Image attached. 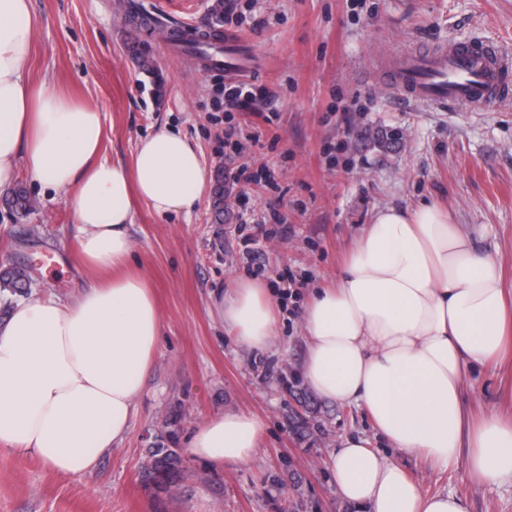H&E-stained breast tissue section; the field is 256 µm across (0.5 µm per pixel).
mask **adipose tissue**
<instances>
[{
	"label": "adipose tissue",
	"mask_w": 512,
	"mask_h": 512,
	"mask_svg": "<svg viewBox=\"0 0 512 512\" xmlns=\"http://www.w3.org/2000/svg\"><path fill=\"white\" fill-rule=\"evenodd\" d=\"M39 24L32 0H0V189L23 166L64 194L92 275L74 297L25 298L0 320V447L85 476L127 433L163 331L151 290L127 270L131 199L162 217L191 214L208 172L167 127L138 142L131 167L105 158L102 112L31 77ZM511 300L497 259L446 208H380L335 284L304 305L303 380L327 402L361 407L394 451L434 470L463 455L479 483H512V417L475 419L464 403L468 372L512 348ZM218 309L240 347L272 346L265 288L241 282ZM264 430L254 414L218 413L194 428L190 452L218 467L248 464ZM331 468L354 512H468L461 498L425 492L360 434L340 438Z\"/></svg>",
	"instance_id": "adipose-tissue-1"
}]
</instances>
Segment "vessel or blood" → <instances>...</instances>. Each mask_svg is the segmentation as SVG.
Listing matches in <instances>:
<instances>
[{
  "label": "vessel or blood",
  "instance_id": "1",
  "mask_svg": "<svg viewBox=\"0 0 512 512\" xmlns=\"http://www.w3.org/2000/svg\"><path fill=\"white\" fill-rule=\"evenodd\" d=\"M240 46L235 39L226 41L224 50H213L211 70L244 71L248 58L240 54ZM388 73L403 100L442 111L459 105H491L512 90L506 83L512 56L489 43L461 41L442 50L417 49L393 61Z\"/></svg>",
  "mask_w": 512,
  "mask_h": 512
}]
</instances>
